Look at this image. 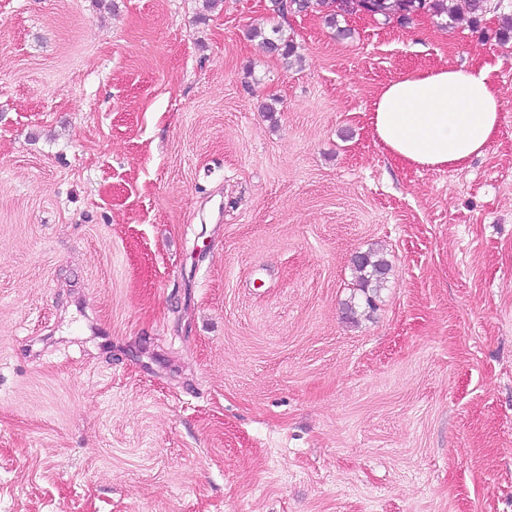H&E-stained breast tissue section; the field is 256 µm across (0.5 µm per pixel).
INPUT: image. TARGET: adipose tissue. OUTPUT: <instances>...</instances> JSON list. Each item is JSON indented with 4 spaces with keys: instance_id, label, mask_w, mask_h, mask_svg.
<instances>
[{
    "instance_id": "ef3b65f1",
    "label": "adipose tissue",
    "mask_w": 512,
    "mask_h": 512,
    "mask_svg": "<svg viewBox=\"0 0 512 512\" xmlns=\"http://www.w3.org/2000/svg\"><path fill=\"white\" fill-rule=\"evenodd\" d=\"M489 66L409 71L378 92L370 123L389 155L410 167L461 168L485 153L502 102Z\"/></svg>"
}]
</instances>
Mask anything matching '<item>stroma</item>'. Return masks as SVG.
Wrapping results in <instances>:
<instances>
[{
  "instance_id": "stroma-1",
  "label": "stroma",
  "mask_w": 512,
  "mask_h": 512,
  "mask_svg": "<svg viewBox=\"0 0 512 512\" xmlns=\"http://www.w3.org/2000/svg\"><path fill=\"white\" fill-rule=\"evenodd\" d=\"M487 4L333 29L0 0V512H512V0ZM278 24L289 68L248 35ZM486 63L482 156L374 138L389 80ZM371 249L377 308L346 315Z\"/></svg>"
}]
</instances>
